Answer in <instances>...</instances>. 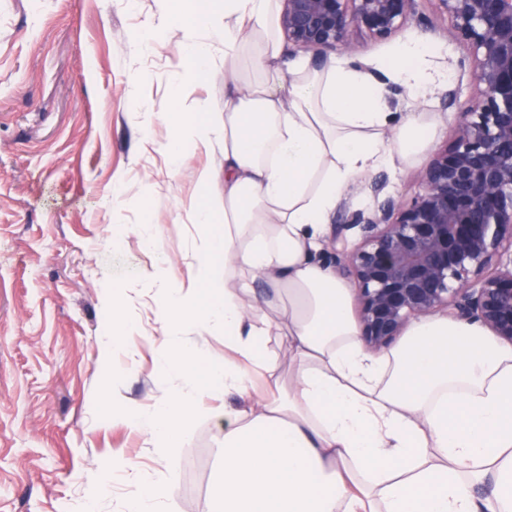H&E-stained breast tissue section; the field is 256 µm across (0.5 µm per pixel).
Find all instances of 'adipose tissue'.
Listing matches in <instances>:
<instances>
[{
  "instance_id": "adipose-tissue-1",
  "label": "adipose tissue",
  "mask_w": 512,
  "mask_h": 512,
  "mask_svg": "<svg viewBox=\"0 0 512 512\" xmlns=\"http://www.w3.org/2000/svg\"><path fill=\"white\" fill-rule=\"evenodd\" d=\"M279 11L280 0H224L223 12L196 14L198 25L223 27L225 64L251 56L258 76L225 93L223 112L171 118L224 159L199 171L211 194L195 207L200 224L223 215L224 233L200 239L193 280L206 302L169 291L157 371L188 387L120 420L169 457L203 397L249 393L255 371L270 370L268 340L284 329L289 386L215 416L224 447L211 512H512V342L433 317L374 354L348 287L313 259L350 182L417 155L436 133L410 112L384 136L389 114L373 78L385 72L422 97L439 80L426 65L434 50L403 42L366 70L300 60L282 96ZM258 279L268 288L260 298ZM189 324L223 332V364L198 365Z\"/></svg>"
}]
</instances>
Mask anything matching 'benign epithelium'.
<instances>
[{"label":"benign epithelium","instance_id":"benign-epithelium-1","mask_svg":"<svg viewBox=\"0 0 512 512\" xmlns=\"http://www.w3.org/2000/svg\"><path fill=\"white\" fill-rule=\"evenodd\" d=\"M473 51V94L458 108L452 145L420 175L423 193L358 210L348 227L363 245L337 262L353 274L364 343L392 344L409 318L436 311L512 341V0H437ZM280 24L295 48L356 53L352 32L394 35L414 0H283Z\"/></svg>","mask_w":512,"mask_h":512}]
</instances>
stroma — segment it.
Masks as SVG:
<instances>
[{"label": "stroma", "mask_w": 512, "mask_h": 512, "mask_svg": "<svg viewBox=\"0 0 512 512\" xmlns=\"http://www.w3.org/2000/svg\"><path fill=\"white\" fill-rule=\"evenodd\" d=\"M156 0H0V512H82L84 490L103 483L96 512H125L142 486L165 475L152 445L113 421L115 407H152L174 391L155 357L166 316L164 289L145 279L153 264L133 226L156 225L179 276L199 260L204 233L189 210L204 201L196 180L213 159L184 143L174 165L166 147L185 80L188 32L174 27L143 44ZM365 56L425 42L447 84L425 97L385 82L394 118L423 112L438 131L416 157L356 179L333 216L386 200L409 204L420 174L449 147L457 114L447 89L472 92L459 43L436 0L386 40L353 34ZM214 63L193 86L211 111L224 109V44L210 37ZM120 285L132 332L111 358L99 353L111 316L103 295ZM241 406L238 395L205 398L192 435L172 454L177 512H208L224 434L212 408ZM120 452L125 468L101 480L99 463Z\"/></svg>", "instance_id": "1"}]
</instances>
